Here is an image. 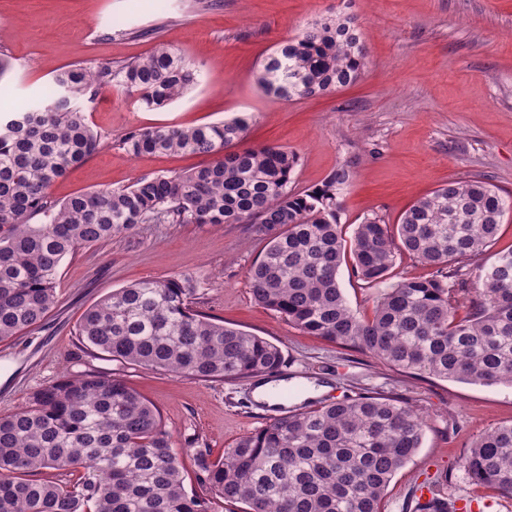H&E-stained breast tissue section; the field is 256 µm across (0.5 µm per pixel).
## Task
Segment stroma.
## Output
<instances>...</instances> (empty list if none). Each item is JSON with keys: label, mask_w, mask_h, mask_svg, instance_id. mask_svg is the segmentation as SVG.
Returning a JSON list of instances; mask_svg holds the SVG:
<instances>
[{"label": "stroma", "mask_w": 512, "mask_h": 512, "mask_svg": "<svg viewBox=\"0 0 512 512\" xmlns=\"http://www.w3.org/2000/svg\"><path fill=\"white\" fill-rule=\"evenodd\" d=\"M339 14L360 31L367 63L359 78L324 95H266L257 84L260 61L312 22ZM162 46L197 66V85L159 109L108 88L84 101L102 144L54 184L56 199L203 166L202 155L133 157L120 141L136 128L235 115L249 121L244 146L297 155L294 191L349 169L339 213L347 239L368 217L397 223L451 180L478 178L512 195V0H0V57L10 62L0 77V109L47 102L54 75L67 67L119 64ZM268 238L255 224H140L67 257L43 325L0 342V415L66 372L121 375L158 408L183 450L186 489L202 495L197 452L215 462L286 410L379 392L425 421L422 445L393 475L381 512H413L422 485L434 481L449 500L471 502L472 512H512V496L474 483L461 465L482 436L512 423V386L410 375L304 334L251 295L248 272ZM180 274L195 283L194 309L279 346L303 396L268 406L255 401L252 380L185 378L83 344V314L112 290Z\"/></svg>", "instance_id": "35a3bbf8"}]
</instances>
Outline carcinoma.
<instances>
[{"mask_svg": "<svg viewBox=\"0 0 512 512\" xmlns=\"http://www.w3.org/2000/svg\"><path fill=\"white\" fill-rule=\"evenodd\" d=\"M365 60L354 20L338 15L283 42L262 63L258 84L288 100L327 94L354 82ZM198 76L194 63L162 47L123 65L62 70L48 105L0 116V341L44 322L61 267L81 248L139 224H259L276 232L249 270L252 297L303 333L405 373L512 386V247L484 261L512 196L485 181L450 180L415 201L396 229L367 218L348 243L338 220L349 169L297 193L293 152L229 150L248 126L235 117L137 128L121 141L132 156L188 153L214 156L212 163L52 198L56 180L101 144L82 99L110 86L159 108L183 97ZM399 247L429 276L389 281ZM348 258L359 280L382 288L369 319L351 310L339 287ZM194 292L186 275L135 282L91 306L78 335L112 358L192 379L275 374L281 349L199 314ZM423 435L409 404L378 393L290 410L218 462L197 452L208 494L190 495L180 449L153 404L117 374L65 375L0 417V512H215L220 501L246 512H381L392 476ZM462 464L472 481L511 496L512 424L483 436ZM71 466L83 468L74 484L37 478Z\"/></svg>", "mask_w": 512, "mask_h": 512, "instance_id": "cac0c4a2", "label": "carcinoma"}]
</instances>
